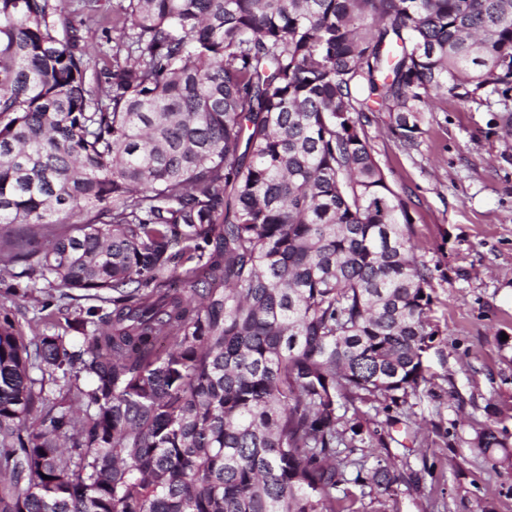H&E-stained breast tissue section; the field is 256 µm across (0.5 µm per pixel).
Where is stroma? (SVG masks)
I'll return each mask as SVG.
<instances>
[{"label":"stroma","mask_w":512,"mask_h":512,"mask_svg":"<svg viewBox=\"0 0 512 512\" xmlns=\"http://www.w3.org/2000/svg\"><path fill=\"white\" fill-rule=\"evenodd\" d=\"M124 0H97L99 22L84 36L97 64L120 37L112 16ZM424 115L418 145L403 150L385 113L365 127L389 186L407 205L417 255L435 266L432 321L440 334L426 357V385L390 408L359 406L366 468L389 464V491L341 485L360 512H512V462L485 459L475 446L485 426L512 443V137L476 104L444 98ZM18 266H0V312L22 336L35 334L42 302L60 289L25 294Z\"/></svg>","instance_id":"obj_1"}]
</instances>
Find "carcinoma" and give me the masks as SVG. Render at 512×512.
<instances>
[{
  "mask_svg": "<svg viewBox=\"0 0 512 512\" xmlns=\"http://www.w3.org/2000/svg\"><path fill=\"white\" fill-rule=\"evenodd\" d=\"M114 26L97 68L63 0H0V224L26 227L0 263L90 301L27 343L0 320V512H358L336 488L396 477H362L344 410L415 392L439 335L364 122L411 149L443 96H495L511 136L512 0H126Z\"/></svg>",
  "mask_w": 512,
  "mask_h": 512,
  "instance_id": "obj_1",
  "label": "carcinoma"
}]
</instances>
